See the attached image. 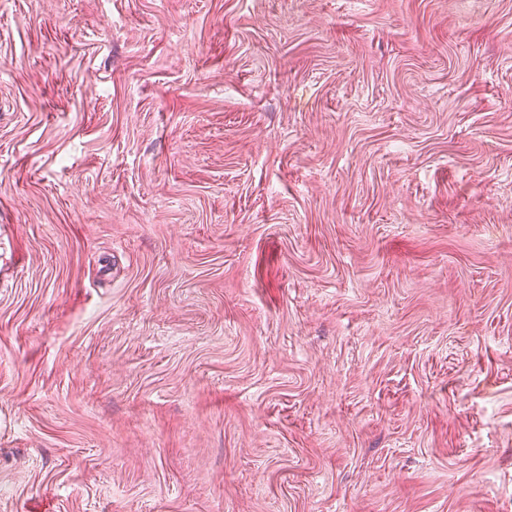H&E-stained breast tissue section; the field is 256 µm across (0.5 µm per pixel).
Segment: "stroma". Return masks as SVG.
Wrapping results in <instances>:
<instances>
[{"mask_svg":"<svg viewBox=\"0 0 512 512\" xmlns=\"http://www.w3.org/2000/svg\"><path fill=\"white\" fill-rule=\"evenodd\" d=\"M0 512H512V0H0Z\"/></svg>","mask_w":512,"mask_h":512,"instance_id":"35a3bbf8","label":"stroma"}]
</instances>
